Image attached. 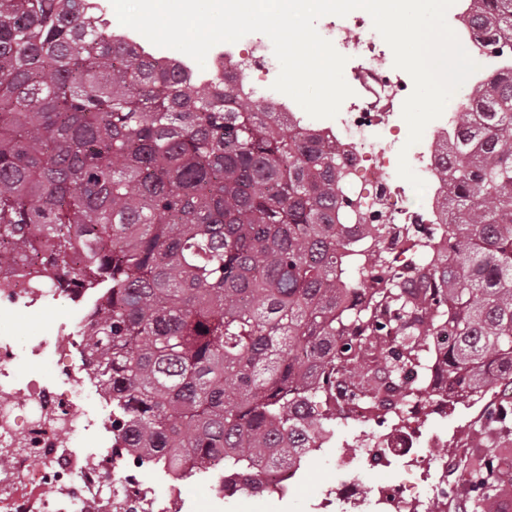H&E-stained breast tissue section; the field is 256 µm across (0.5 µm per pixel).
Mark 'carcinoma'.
I'll return each mask as SVG.
<instances>
[{
	"instance_id": "carcinoma-1",
	"label": "carcinoma",
	"mask_w": 512,
	"mask_h": 512,
	"mask_svg": "<svg viewBox=\"0 0 512 512\" xmlns=\"http://www.w3.org/2000/svg\"><path fill=\"white\" fill-rule=\"evenodd\" d=\"M471 28L512 50V0ZM448 236L389 260L341 223L336 154L228 85L145 63L89 0H0V269L86 288L82 352L115 447L242 491L308 448L334 395L389 417L410 366L448 403L512 385V69L463 103ZM472 512H499L504 442L464 461Z\"/></svg>"
}]
</instances>
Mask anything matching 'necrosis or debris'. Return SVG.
Returning a JSON list of instances; mask_svg holds the SVG:
<instances>
[{"mask_svg":"<svg viewBox=\"0 0 512 512\" xmlns=\"http://www.w3.org/2000/svg\"><path fill=\"white\" fill-rule=\"evenodd\" d=\"M92 7L98 23L144 60L178 66L203 85L232 83L242 95L264 101L306 131L335 143L353 223L385 225V245L392 255L401 254L407 225H417L424 237L443 230L447 217L441 203L448 196V178L440 159L457 129L460 109L444 107L425 126L420 140L409 143L402 132L403 107L415 89L414 79L396 66L394 52L369 19L353 16L321 25V37L348 62L344 80L351 93L335 116L316 118L275 90L280 64L265 34L217 44L200 65L115 24L107 0H93ZM403 160L425 184L414 208L407 204L409 183L399 174ZM59 298L75 310L74 323L42 329L29 345V357L37 361L51 355L54 371L65 375L69 389L61 391L36 379H12L16 347L11 338L0 336V512H172L168 502L180 500L183 481L171 483L168 498H160L127 455L112 451L111 433L100 432L97 420L80 407L95 392L82 356L85 289L31 288L20 269L0 272V314L35 312ZM92 431L98 434L100 451H79L77 436ZM425 440L419 425L403 421L382 435L381 457L387 463L432 471L438 498L462 495L457 459H442L440 468L432 469L420 451Z\"/></svg>","mask_w":512,"mask_h":512,"instance_id":"1","label":"necrosis or debris"}]
</instances>
